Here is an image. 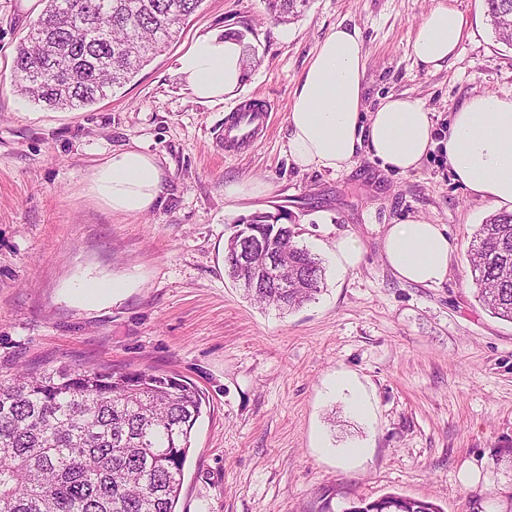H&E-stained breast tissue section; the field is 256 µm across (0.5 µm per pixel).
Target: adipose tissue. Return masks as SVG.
<instances>
[{
  "instance_id": "adipose-tissue-1",
  "label": "adipose tissue",
  "mask_w": 512,
  "mask_h": 512,
  "mask_svg": "<svg viewBox=\"0 0 512 512\" xmlns=\"http://www.w3.org/2000/svg\"><path fill=\"white\" fill-rule=\"evenodd\" d=\"M461 16L439 6L417 25L412 51L419 62L441 67L462 38ZM243 46L224 30L195 38L176 59L175 72L198 100L235 95L247 78ZM366 53L357 29L340 24L318 43L293 91L288 114V153L303 170L333 172L351 167L357 152L400 173L418 169L434 150V126L424 103L407 95L386 96L375 110L365 104ZM448 161L472 196L512 212V97L471 96L448 126ZM164 173L154 156L129 148L92 167L87 193L114 212L140 215L159 198ZM383 256L402 280L430 286L448 274L450 242L442 226L413 217L393 225Z\"/></svg>"
}]
</instances>
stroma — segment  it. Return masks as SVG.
I'll use <instances>...</instances> for the list:
<instances>
[{
	"label": "stroma",
	"mask_w": 512,
	"mask_h": 512,
	"mask_svg": "<svg viewBox=\"0 0 512 512\" xmlns=\"http://www.w3.org/2000/svg\"><path fill=\"white\" fill-rule=\"evenodd\" d=\"M445 6L463 19L456 54L431 69L411 53L417 23ZM42 0H0V375L42 369L152 368L204 394L175 512H343L389 493L443 512H512V322L478 301L467 252L485 202L455 181L444 146L407 174L359 153L351 168L302 170L288 154L294 87L331 27L360 30L365 100L420 99L437 136L472 95H512V48L475 0H311L293 23L263 0H203L178 37L108 98L47 110L17 95L15 48ZM244 33L256 61L237 95L195 99L177 57L212 29ZM262 103L265 134L224 150L234 107ZM133 146L164 171L160 203L137 216L86 196L89 169ZM268 194L228 199L230 182ZM286 209L325 285L284 313L246 299L222 247L238 218ZM418 216L444 227L448 275L424 286L385 262L389 226ZM362 246L338 275V238ZM83 278L121 282L78 300ZM346 379L371 405L356 415ZM358 449L355 457L347 449Z\"/></svg>",
	"instance_id": "obj_1"
}]
</instances>
